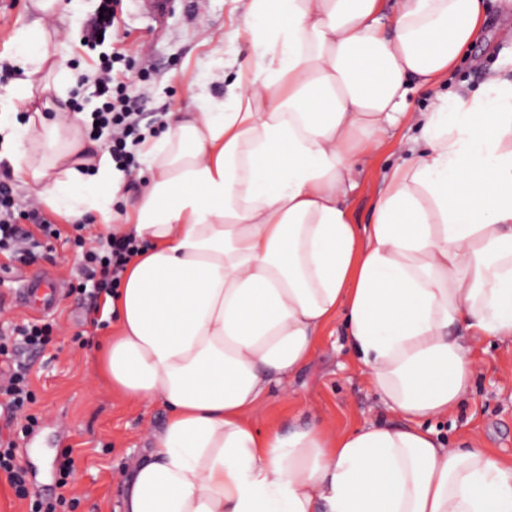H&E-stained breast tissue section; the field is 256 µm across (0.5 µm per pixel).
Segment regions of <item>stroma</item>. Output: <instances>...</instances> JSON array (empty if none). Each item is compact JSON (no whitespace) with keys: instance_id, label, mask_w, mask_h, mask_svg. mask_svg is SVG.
<instances>
[{"instance_id":"stroma-1","label":"stroma","mask_w":512,"mask_h":512,"mask_svg":"<svg viewBox=\"0 0 512 512\" xmlns=\"http://www.w3.org/2000/svg\"><path fill=\"white\" fill-rule=\"evenodd\" d=\"M69 2L61 0L54 22L76 76L66 90L68 104L78 112L97 110L101 101L88 75L112 66L114 74L129 78L140 94L139 128L150 137L157 136L168 113L194 109L201 91L221 95L226 88L222 77L233 73V61H244L253 52L252 44L237 32L242 0H174L160 16L152 15L143 0H118L116 22L101 40L88 39L86 33L100 0H80L75 11ZM34 20L29 0H0V94L25 77L7 39ZM509 22L512 16L500 0H486L479 40L443 82L410 94V111L426 110L435 95L471 92L488 78L512 74V42L499 37ZM418 136L417 128L401 125L375 163L365 168L347 202L353 223H371L386 174L405 159L399 141ZM60 229V238L50 242L53 262L35 267L9 264L0 256V295L18 276L39 268L60 281L69 279L78 263L75 232L67 223ZM0 317L16 324L39 317L53 325L50 343L30 359L36 401L29 411L41 415L42 422L17 454L30 489L50 493L67 462L72 466L74 500L68 512H119L121 487L149 447L152 433L162 428L164 406L130 401L99 379L100 348L112 328L93 325L88 301L61 293L53 308L42 314L15 303ZM344 329L343 316H336L287 391H272L253 414L257 429L288 431L317 420L345 433L388 419L361 363L344 343ZM473 357L468 394L432 425L449 446L484 448L512 461V342L484 339L475 344Z\"/></svg>"}]
</instances>
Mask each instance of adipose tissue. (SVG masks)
<instances>
[{
    "mask_svg": "<svg viewBox=\"0 0 512 512\" xmlns=\"http://www.w3.org/2000/svg\"><path fill=\"white\" fill-rule=\"evenodd\" d=\"M484 11L248 0L255 54L221 97L170 113L141 145L149 178L123 209L127 174L59 105L72 75L52 31L10 36L26 78L0 95V160L64 220L141 248L104 304L116 330L100 375L168 418L121 512H512V463L445 447L430 424L466 395L473 343L512 341V78L408 104L472 48ZM403 122L426 149L401 143L406 160L357 226L348 197ZM340 310L399 422L256 429L250 413Z\"/></svg>",
    "mask_w": 512,
    "mask_h": 512,
    "instance_id": "adipose-tissue-1",
    "label": "adipose tissue"
}]
</instances>
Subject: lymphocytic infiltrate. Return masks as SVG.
<instances>
[{"instance_id": "obj_1", "label": "lymphocytic infiltrate", "mask_w": 512, "mask_h": 512, "mask_svg": "<svg viewBox=\"0 0 512 512\" xmlns=\"http://www.w3.org/2000/svg\"><path fill=\"white\" fill-rule=\"evenodd\" d=\"M97 94L103 103L94 114L99 129L111 132L113 161L123 168L135 165L133 149L141 144L139 115L142 100L130 94L125 82L114 76L111 68H102L96 80ZM61 231L34 206H19L11 187L9 169L0 168V254L25 264H33L45 256V242L60 237ZM80 248L82 260L68 284V291L80 294L90 302L111 295L133 257L139 253L136 239L127 235H98L87 239L76 236L73 240ZM52 333L50 323L33 320L0 331V359L7 365L0 371V409L6 413V422L25 416L23 433H32L38 424L36 416L27 412L35 400L30 382L29 353L42 350ZM0 472L6 473L19 499L28 501L29 512H58L67 502L69 482L59 477L54 498L44 499L31 493L27 473L16 463L14 440L0 439Z\"/></svg>"}]
</instances>
